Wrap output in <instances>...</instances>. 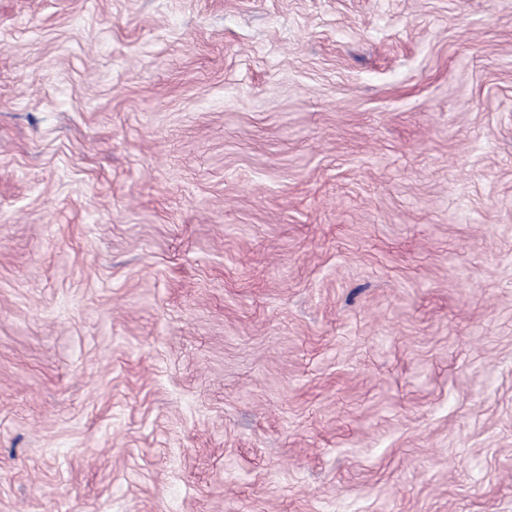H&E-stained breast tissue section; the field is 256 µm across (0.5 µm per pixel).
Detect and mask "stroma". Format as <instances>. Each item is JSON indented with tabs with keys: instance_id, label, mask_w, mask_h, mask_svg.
I'll return each mask as SVG.
<instances>
[{
	"instance_id": "1",
	"label": "stroma",
	"mask_w": 512,
	"mask_h": 512,
	"mask_svg": "<svg viewBox=\"0 0 512 512\" xmlns=\"http://www.w3.org/2000/svg\"><path fill=\"white\" fill-rule=\"evenodd\" d=\"M0 512H512V0H0Z\"/></svg>"
}]
</instances>
